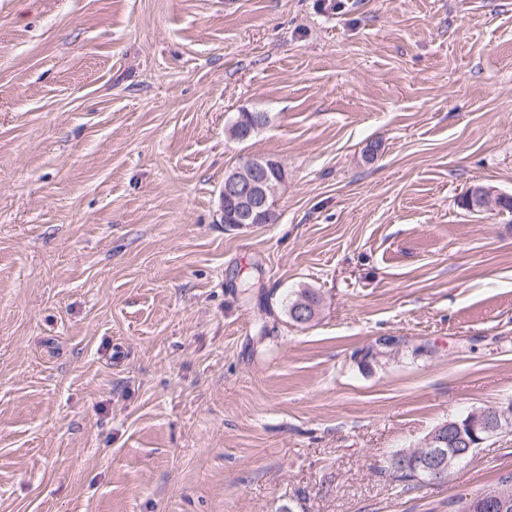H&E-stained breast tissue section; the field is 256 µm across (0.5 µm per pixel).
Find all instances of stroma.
Masks as SVG:
<instances>
[{
  "instance_id": "35a3bbf8",
  "label": "stroma",
  "mask_w": 512,
  "mask_h": 512,
  "mask_svg": "<svg viewBox=\"0 0 512 512\" xmlns=\"http://www.w3.org/2000/svg\"><path fill=\"white\" fill-rule=\"evenodd\" d=\"M249 158L286 177L232 230ZM474 185L512 195V0H0V512H448L512 474V430L379 471L512 404ZM250 160V159H249ZM246 160L241 165L234 167L226 172L224 178V187L220 193L221 207L224 209V224H238L236 210L238 212L239 224H262L265 217H268L264 209L269 193L274 194L275 189L270 184L279 186L285 179V171L280 163L271 159H254L266 163L269 171L270 180L265 171V166L261 162L250 163L249 171H240L238 174H231L244 169L247 165ZM224 199L232 202V205L224 207ZM319 303L320 297L314 290L304 289L303 291H300L296 298L289 304V316L296 323H308L317 313ZM300 309H308V319L300 321L294 316V312L296 310H299L297 313L302 317L307 316L306 310ZM456 427L462 432L458 422H445L423 440V445L426 448L422 460L426 470L431 473L434 483H442L448 479V451L443 448H435V445L444 446L448 442L454 443ZM418 448H411L407 451H402L403 453H406L407 456H410V459L407 463L406 467H396L392 462L391 459L394 457V454L392 455L388 461H386V465L384 466L385 473L387 472L388 475L392 478L394 482H397L399 484H404V486H408L411 482H428L430 483L431 480L429 478V475L425 473L423 470L418 468L416 465H414V462L418 459L416 456L419 453H423V447L417 446Z\"/></svg>"
}]
</instances>
